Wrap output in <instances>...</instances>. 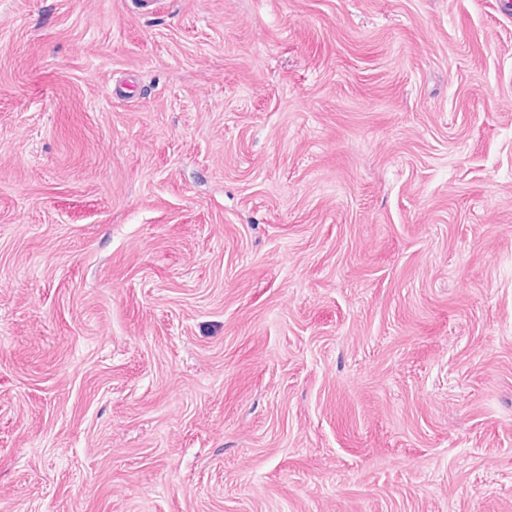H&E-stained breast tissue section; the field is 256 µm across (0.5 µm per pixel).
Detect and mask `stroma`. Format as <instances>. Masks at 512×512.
Returning a JSON list of instances; mask_svg holds the SVG:
<instances>
[{
	"label": "stroma",
	"mask_w": 512,
	"mask_h": 512,
	"mask_svg": "<svg viewBox=\"0 0 512 512\" xmlns=\"http://www.w3.org/2000/svg\"><path fill=\"white\" fill-rule=\"evenodd\" d=\"M0 512H512V0H0Z\"/></svg>",
	"instance_id": "35a3bbf8"
}]
</instances>
